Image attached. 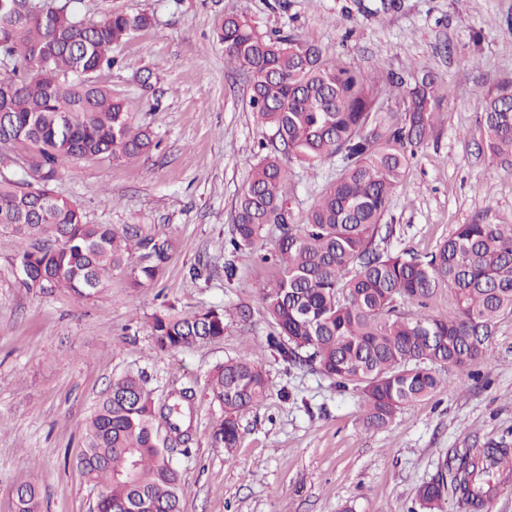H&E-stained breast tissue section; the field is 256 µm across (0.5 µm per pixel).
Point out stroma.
Returning a JSON list of instances; mask_svg holds the SVG:
<instances>
[{"mask_svg":"<svg viewBox=\"0 0 512 512\" xmlns=\"http://www.w3.org/2000/svg\"><path fill=\"white\" fill-rule=\"evenodd\" d=\"M82 17L146 14L152 23L114 49L121 64L100 82L154 132L138 157L82 159L54 185L91 224H136L170 234L175 250L150 287L113 274L95 297L29 292L13 264L21 240L0 227V512L14 489L42 481L39 512H92L96 491L73 465L88 419L113 378L144 377L158 399L193 388L192 443L179 456L183 512H414L418 487L439 458L463 448H512V320L490 347L489 383L462 381L411 407L386 428L364 430L354 391L266 347L271 327L258 283L273 266L258 250L228 256L235 202L272 136L257 125L244 84L224 62L213 28L224 15L264 32L293 30L352 66L433 71L444 99L385 217L389 246L425 253L456 225L512 216V161L482 142L484 98L512 80V0H74ZM149 70L153 94L137 74ZM293 210L302 213L336 176L329 161L294 166ZM236 276L224 277L225 259ZM219 306L251 308L210 343L162 354L149 322L170 308L187 316ZM266 370L269 398L241 415L232 451L214 447L221 416L208 372L245 351Z\"/></svg>","mask_w":512,"mask_h":512,"instance_id":"1","label":"stroma"}]
</instances>
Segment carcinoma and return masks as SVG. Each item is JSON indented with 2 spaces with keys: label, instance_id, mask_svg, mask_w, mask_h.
Instances as JSON below:
<instances>
[{
  "label": "carcinoma",
  "instance_id": "carcinoma-1",
  "mask_svg": "<svg viewBox=\"0 0 512 512\" xmlns=\"http://www.w3.org/2000/svg\"><path fill=\"white\" fill-rule=\"evenodd\" d=\"M0 0V148L26 153V179L0 187V227L24 245L14 264L32 293L66 288L79 299L103 289L112 273L138 290L155 281L173 239L124 225L89 224L81 208L52 188L63 165L97 157H134L158 146L97 75L117 64L112 48L151 18L114 12L79 17L71 0ZM225 62L249 87L251 112L274 131L235 206L230 254L277 230L271 260L278 272L258 286L275 332L267 347L289 365H306L357 392L363 427L379 430L417 402L490 367L498 324L512 319V221L457 225L424 254L392 252L383 224L406 170L435 128L441 83L413 69L361 71L295 31L264 33L226 15L215 27ZM487 151L512 157V80L485 98ZM339 165L299 221L288 162L313 170ZM446 291L451 318L428 301ZM226 310L181 317L156 312L153 349L171 354L224 336ZM205 390L224 410L212 443L238 446L239 417L272 384L245 353L217 364ZM193 392L159 401L139 375L112 385L87 422L75 466L97 489V512H182L178 466L168 451L188 446L186 411ZM166 435H160V428ZM512 478V448H467L438 464L417 494L421 512H480ZM40 488L22 485L18 512H38Z\"/></svg>",
  "mask_w": 512,
  "mask_h": 512
}]
</instances>
